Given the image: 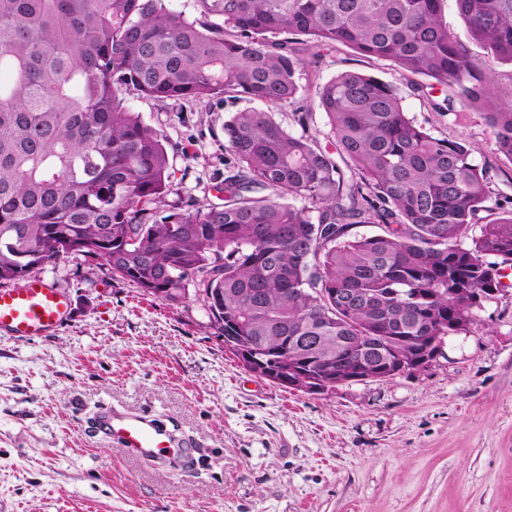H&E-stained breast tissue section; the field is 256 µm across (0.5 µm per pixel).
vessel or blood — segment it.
I'll list each match as a JSON object with an SVG mask.
<instances>
[{
  "label": "vessel or blood",
  "instance_id": "1",
  "mask_svg": "<svg viewBox=\"0 0 512 512\" xmlns=\"http://www.w3.org/2000/svg\"><path fill=\"white\" fill-rule=\"evenodd\" d=\"M71 315V304L62 292L42 279L0 289V334L47 335ZM100 427L112 443L146 462L173 467L185 454L175 428L149 414L108 409L100 416Z\"/></svg>",
  "mask_w": 512,
  "mask_h": 512
}]
</instances>
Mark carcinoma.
<instances>
[{
	"instance_id": "carcinoma-1",
	"label": "carcinoma",
	"mask_w": 512,
	"mask_h": 512,
	"mask_svg": "<svg viewBox=\"0 0 512 512\" xmlns=\"http://www.w3.org/2000/svg\"><path fill=\"white\" fill-rule=\"evenodd\" d=\"M444 2L196 0L191 18L169 0H0V283L75 246L145 295L192 289L224 347L268 364L379 363L425 354L454 320L471 332V297L512 271V199L492 200L471 145L409 117L397 86L356 71L318 86L325 146L310 112L292 113L300 134L269 111L234 113L222 203L166 215V137L123 105L131 89L162 104L291 103L306 36L315 58L343 44L434 80L415 84L444 89L426 95L432 111L478 114L512 163V100L493 67L512 66V0H455L485 60L448 30ZM354 224L381 233L349 237ZM349 291L369 303L336 310Z\"/></svg>"
}]
</instances>
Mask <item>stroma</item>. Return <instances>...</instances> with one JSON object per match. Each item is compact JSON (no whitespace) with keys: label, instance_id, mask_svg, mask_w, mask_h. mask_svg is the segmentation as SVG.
I'll use <instances>...</instances> for the list:
<instances>
[{"label":"stroma","instance_id":"35a3bbf8","mask_svg":"<svg viewBox=\"0 0 512 512\" xmlns=\"http://www.w3.org/2000/svg\"><path fill=\"white\" fill-rule=\"evenodd\" d=\"M345 71L396 85L434 135L485 150L493 194L512 196V164L487 153L475 113L430 111L415 76L344 45L297 71L299 98L275 119L291 127L300 106L325 135L315 88ZM125 97L169 139L167 203L217 202L224 123L252 101L179 111ZM38 276L63 291L73 318L47 336L0 335V512H512V289L429 366L309 394L249 372L200 302L144 295L98 260L65 257ZM112 405L180 427L191 463L127 457L94 427Z\"/></svg>","mask_w":512,"mask_h":512}]
</instances>
